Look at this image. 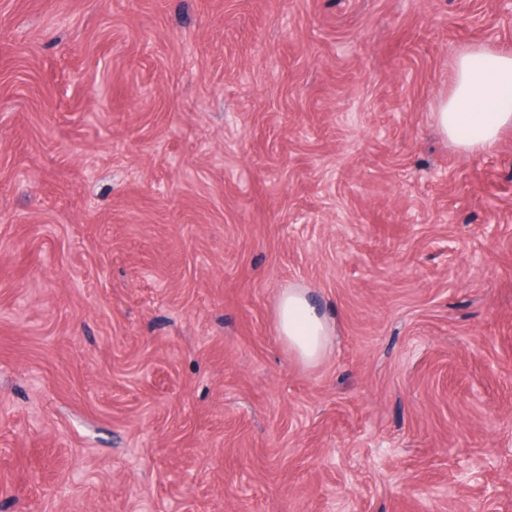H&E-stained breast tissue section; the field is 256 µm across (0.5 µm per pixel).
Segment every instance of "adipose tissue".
<instances>
[{
	"label": "adipose tissue",
	"instance_id": "obj_1",
	"mask_svg": "<svg viewBox=\"0 0 512 512\" xmlns=\"http://www.w3.org/2000/svg\"><path fill=\"white\" fill-rule=\"evenodd\" d=\"M453 91L436 114L440 131L465 149L484 151L512 128V52L473 47L456 59ZM277 330L294 357L319 362L333 341L328 319L312 305L306 289L291 288L279 298Z\"/></svg>",
	"mask_w": 512,
	"mask_h": 512
}]
</instances>
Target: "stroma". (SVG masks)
Listing matches in <instances>:
<instances>
[{
	"instance_id": "obj_1",
	"label": "stroma",
	"mask_w": 512,
	"mask_h": 512,
	"mask_svg": "<svg viewBox=\"0 0 512 512\" xmlns=\"http://www.w3.org/2000/svg\"><path fill=\"white\" fill-rule=\"evenodd\" d=\"M478 45L500 0H0V512H512ZM452 86L436 112L444 135L465 149L484 151L512 128V52L470 48L454 63ZM277 330L294 357L306 365L319 362L333 341L328 319L312 305L308 292L291 288L279 298L276 310Z\"/></svg>"
}]
</instances>
